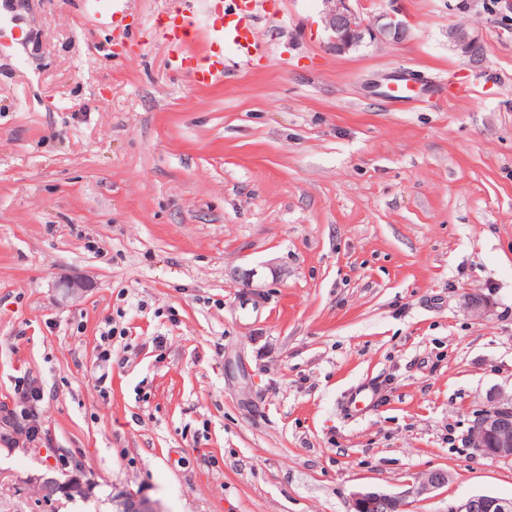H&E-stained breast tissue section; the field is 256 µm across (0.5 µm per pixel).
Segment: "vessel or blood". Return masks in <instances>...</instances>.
<instances>
[{"instance_id": "obj_1", "label": "vessel or blood", "mask_w": 512, "mask_h": 512, "mask_svg": "<svg viewBox=\"0 0 512 512\" xmlns=\"http://www.w3.org/2000/svg\"><path fill=\"white\" fill-rule=\"evenodd\" d=\"M180 7L162 19L158 27L164 40L180 51L179 61L186 66L193 82L211 87L223 83L226 70L224 53L232 51L240 63L252 62L259 52L251 38V20L257 0H224V15L210 34L204 54L191 52L190 44L195 38L194 0H179ZM88 8L103 25L119 28L124 26L126 16L117 0H89Z\"/></svg>"}]
</instances>
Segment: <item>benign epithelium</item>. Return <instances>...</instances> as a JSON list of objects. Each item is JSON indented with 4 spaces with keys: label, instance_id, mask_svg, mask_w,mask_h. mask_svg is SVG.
<instances>
[{
    "label": "benign epithelium",
    "instance_id": "1",
    "mask_svg": "<svg viewBox=\"0 0 512 512\" xmlns=\"http://www.w3.org/2000/svg\"><path fill=\"white\" fill-rule=\"evenodd\" d=\"M322 21L332 32L328 50L343 55L365 44L401 42L407 36L406 24L394 15L383 14L366 22L355 8L360 0H321ZM448 39L469 52L477 37L464 25L448 30ZM469 446L482 456L512 458V396L492 398L491 406L474 422ZM448 483V473L433 470L413 477L401 492L361 488L353 492L351 512H409L410 499L440 489ZM119 512H161L150 500L129 495L120 500ZM448 512H512V499L473 495L449 507Z\"/></svg>",
    "mask_w": 512,
    "mask_h": 512
}]
</instances>
